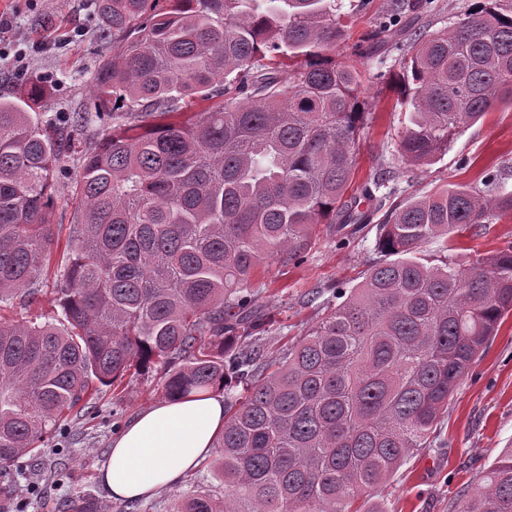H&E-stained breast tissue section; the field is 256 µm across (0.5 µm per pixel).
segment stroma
<instances>
[{
	"instance_id": "stroma-1",
	"label": "stroma",
	"mask_w": 512,
	"mask_h": 512,
	"mask_svg": "<svg viewBox=\"0 0 512 512\" xmlns=\"http://www.w3.org/2000/svg\"><path fill=\"white\" fill-rule=\"evenodd\" d=\"M387 0H364L359 12L347 19L348 39L337 45L334 57L363 76L370 118L361 134L355 184L386 175L393 203L429 193L446 184L479 182L487 169L506 168L505 191H512V103H497L484 120L473 125L436 163L417 168L405 164L398 152V133L405 117L397 109L399 94L391 76L394 58L361 59L352 44L366 33ZM112 52V42L96 0H0V95H20L29 78L46 87L36 111L44 123L59 128L75 112L88 120L87 139L100 130L92 94L99 61ZM85 141L71 140L62 156L50 222L59 240L73 227L77 201L72 186L81 172ZM456 250L444 239L422 247L431 258L454 255L467 261L512 246V219L485 225L478 231L455 235ZM377 226L368 224L349 244H338L325 226H318L312 246L301 264L278 260L261 263L252 280L256 310L267 317L264 354L296 342L321 314L337 288L358 284L379 258ZM166 368L155 364L131 371L119 388H102L93 414L73 410L61 434L44 443L36 458H22L19 498L28 499L26 512H58L63 501L84 498L95 512H126L122 501L110 500L98 474L113 436L140 409L162 400ZM512 448V316L501 325L482 358L457 386L443 416L435 445L409 459L375 499L382 512H459L464 494L502 449ZM217 486L207 463L188 472L181 485L163 489L140 501L139 512H171L193 485Z\"/></svg>"
}]
</instances>
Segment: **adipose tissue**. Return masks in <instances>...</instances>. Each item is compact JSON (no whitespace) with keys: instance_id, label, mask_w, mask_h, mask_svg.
<instances>
[{"instance_id":"adipose-tissue-1","label":"adipose tissue","mask_w":512,"mask_h":512,"mask_svg":"<svg viewBox=\"0 0 512 512\" xmlns=\"http://www.w3.org/2000/svg\"><path fill=\"white\" fill-rule=\"evenodd\" d=\"M224 396L160 400L139 410L112 440L100 481L110 499H147L180 485L224 430Z\"/></svg>"}]
</instances>
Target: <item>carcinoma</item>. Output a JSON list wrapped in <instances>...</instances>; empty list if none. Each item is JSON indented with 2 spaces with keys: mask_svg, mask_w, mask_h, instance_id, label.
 Listing matches in <instances>:
<instances>
[{
  "mask_svg": "<svg viewBox=\"0 0 512 512\" xmlns=\"http://www.w3.org/2000/svg\"><path fill=\"white\" fill-rule=\"evenodd\" d=\"M112 55L93 79L108 120L74 185L78 215L56 265L53 321L0 318V494L11 466L133 367L169 365L168 399L240 385L213 478L176 512H351L437 439L460 380L512 313V246L460 263L426 242L512 217V192L448 184L386 206L351 189L368 112L336 0H98ZM438 0H389L353 45L388 55L408 123L401 156L424 167L495 103L512 102V0H474L438 30ZM26 95L0 97V303L52 265L63 152ZM198 111H192V107ZM379 225L380 259L307 333L260 362L252 280L303 261L317 226ZM462 512H512V448Z\"/></svg>",
  "mask_w": 512,
  "mask_h": 512,
  "instance_id": "1",
  "label": "carcinoma"
}]
</instances>
